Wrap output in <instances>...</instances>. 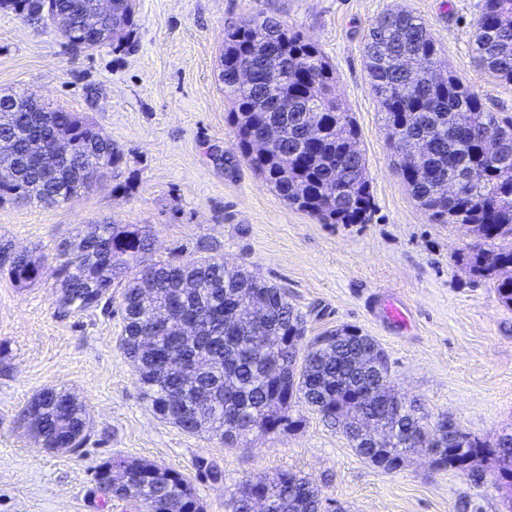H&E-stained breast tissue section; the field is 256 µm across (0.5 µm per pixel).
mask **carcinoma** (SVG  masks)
<instances>
[{"instance_id": "carcinoma-1", "label": "carcinoma", "mask_w": 512, "mask_h": 512, "mask_svg": "<svg viewBox=\"0 0 512 512\" xmlns=\"http://www.w3.org/2000/svg\"><path fill=\"white\" fill-rule=\"evenodd\" d=\"M97 0H0V9L19 15L67 14L74 26L62 32L66 44L86 41L87 19ZM124 32L108 43L118 51L135 33V3L125 4ZM267 30L254 44L253 29ZM477 64L512 83V0H482L473 32ZM370 90L385 121L401 142L429 139V149L410 174L399 173L418 206L438 224H458L477 240L455 262L496 288L512 309V116L489 111L480 94L453 70L439 82L429 76L439 48L425 24L395 6L376 18L364 43ZM249 60L252 78L237 80ZM219 81L230 103L228 121L241 155L289 206L324 224H365L372 192L361 134L353 114L338 102L336 68L318 44L267 18L251 17L224 31ZM0 203L47 205L69 200L119 163L112 138L87 117L31 98L25 92L0 94ZM275 126L282 136L267 156L246 147L250 129ZM70 133L74 154L44 172L38 159L16 155L31 139ZM499 136L491 153L483 135ZM288 155L283 169L278 156ZM477 167L484 180L466 181ZM152 249L150 232L137 224L98 225V238L82 234L57 247L56 304L71 309L110 311L112 289L121 285L122 329L118 338L133 364L143 397L162 420L188 435L206 432L231 445L247 444L254 430L274 434L302 420L304 404L329 426L342 427L358 456L384 472L400 469L412 454L427 452L440 470L467 471L469 459L486 453L499 462L498 479L512 484V434L483 440L462 428L445 434L441 420H429L416 401L399 393L388 355L373 338L327 330L304 342L306 319L284 290L224 258L203 256L182 262L143 265ZM42 258L26 252L6 267L11 280L27 286L41 278ZM259 303L257 321H236L235 312ZM183 321L199 323L201 338L180 335ZM35 435L54 448L59 438L85 435L81 402L65 390L47 389L24 410ZM387 436L371 447L363 421ZM123 469L126 482L112 498L139 502L140 512H203L194 486L176 471L151 462H103ZM266 512H321V490L300 474L283 470L241 483L228 512H252L254 497Z\"/></svg>"}]
</instances>
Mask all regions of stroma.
Returning a JSON list of instances; mask_svg holds the SVG:
<instances>
[{"instance_id":"35a3bbf8","label":"stroma","mask_w":512,"mask_h":512,"mask_svg":"<svg viewBox=\"0 0 512 512\" xmlns=\"http://www.w3.org/2000/svg\"><path fill=\"white\" fill-rule=\"evenodd\" d=\"M481 0H136L126 51L74 54L51 27L0 10V90L35 94L88 117L122 153L94 190L54 206L0 204V241L44 256L38 281L19 288L0 271V512H134L104 497L96 469L147 460L183 474L204 512H227L246 479L290 470L343 512H512V484L485 455L471 474L436 469L431 456L386 473L358 456L317 412L301 425L253 432L230 448L157 418L118 347L121 311L60 315L57 245L103 222L139 224L152 260L218 255L285 288L308 336L353 325L385 350L401 393L471 434L512 432V309L454 258L472 243L463 227L435 224L395 169L388 128L370 91L363 44L370 24L399 5L419 17L452 68L486 107L512 115V84L476 66L472 24ZM261 15L312 38L336 67V96L361 131L373 207L364 224H324L288 206L242 158L218 80L224 31ZM407 319L393 321L388 305ZM47 388L88 413L73 451L33 437L23 416ZM222 473L211 480L207 469Z\"/></svg>"}]
</instances>
